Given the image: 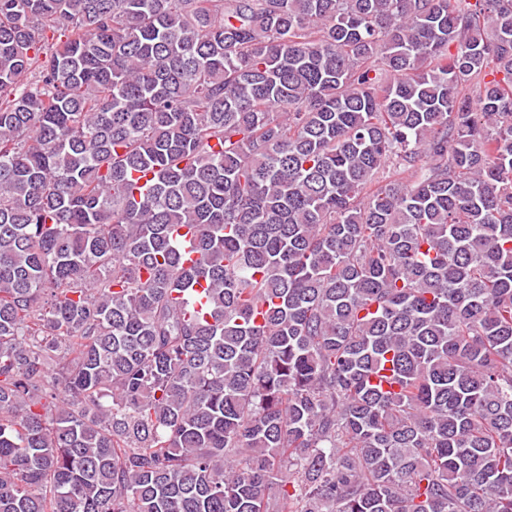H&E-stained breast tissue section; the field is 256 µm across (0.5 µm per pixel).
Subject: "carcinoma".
<instances>
[{
    "label": "carcinoma",
    "mask_w": 512,
    "mask_h": 512,
    "mask_svg": "<svg viewBox=\"0 0 512 512\" xmlns=\"http://www.w3.org/2000/svg\"><path fill=\"white\" fill-rule=\"evenodd\" d=\"M0 512H512V0H0Z\"/></svg>",
    "instance_id": "1"
}]
</instances>
